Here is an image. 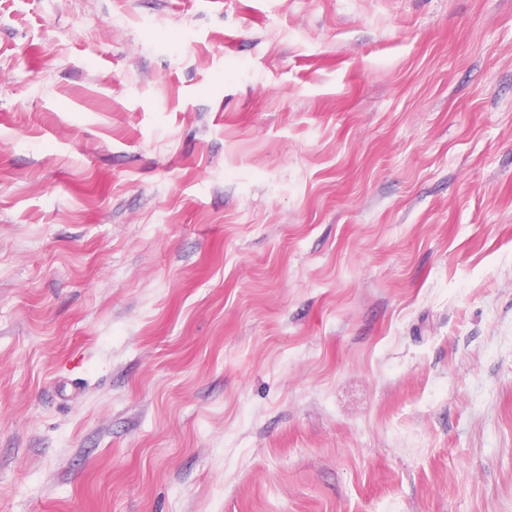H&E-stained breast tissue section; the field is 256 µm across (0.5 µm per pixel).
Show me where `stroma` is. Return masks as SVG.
I'll list each match as a JSON object with an SVG mask.
<instances>
[{
  "instance_id": "35a3bbf8",
  "label": "stroma",
  "mask_w": 512,
  "mask_h": 512,
  "mask_svg": "<svg viewBox=\"0 0 512 512\" xmlns=\"http://www.w3.org/2000/svg\"><path fill=\"white\" fill-rule=\"evenodd\" d=\"M0 512H512V0H0Z\"/></svg>"
}]
</instances>
